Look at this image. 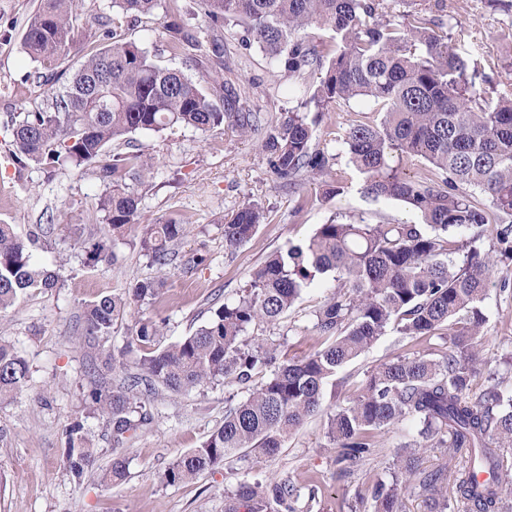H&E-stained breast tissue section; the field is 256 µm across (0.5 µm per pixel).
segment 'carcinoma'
Returning <instances> with one entry per match:
<instances>
[{
	"instance_id": "carcinoma-1",
	"label": "carcinoma",
	"mask_w": 512,
	"mask_h": 512,
	"mask_svg": "<svg viewBox=\"0 0 512 512\" xmlns=\"http://www.w3.org/2000/svg\"><path fill=\"white\" fill-rule=\"evenodd\" d=\"M84 0H40L26 21L21 45L28 57L51 72L41 88L43 105L13 129L14 164L76 168L97 165L112 185L99 203L112 240L138 216L139 197L130 184H143L151 159L141 151L120 152L139 130L174 126L210 132L225 125L246 133L266 126L264 150L273 174L288 186L321 174L329 155L312 144L308 115L288 112L269 120L240 111V96L224 81V29H240L238 44H257L280 63L288 79L308 84L306 102L320 119L353 99L378 106L379 122L352 124L342 143L356 170L366 176L364 192L403 202L419 224H369L364 219H330L306 242L276 251L249 275L238 298L211 311L195 333L161 346L165 320H137L118 350L106 345L114 323L131 305L157 297L161 279L136 282L123 293L88 303L80 317L81 337L99 348L85 369L91 389L85 403L105 418L120 445L135 439L153 420L146 410L161 391L185 394L224 380L242 397H225L224 422L200 446L171 463L168 484L185 483L230 462H247L279 452L288 436L322 405L327 380L368 350L391 326L403 336L431 340L448 331V350L425 351L381 364L358 395L336 407L328 438L339 449L341 469L377 447L380 433L411 420L419 441L397 453L392 484L373 487V512H400L403 488L414 485L427 512H512V476L497 448L512 447V397L494 384L471 393L484 359L478 340L485 323L481 303L492 282L493 264L484 241H495L512 257V94L490 80L475 87L478 63L448 47L441 15L409 11L405 21H382L383 0H199L202 19L183 22L178 0H112V17L87 18L90 41L77 66L68 60ZM163 11L159 36L174 57L197 70L160 67L149 51L127 39L135 23ZM316 27L332 41L311 36ZM207 49L189 56L188 49ZM420 157L427 168L408 176L389 164L392 154ZM267 220L262 203L248 199L224 222V247L248 242ZM184 224L169 219L145 228L139 246L153 263L171 261V244ZM334 275L332 295L316 311L314 327L328 340L322 349L289 359L281 345L242 343L248 329L278 321L320 274ZM57 285L56 275L34 258L31 245L10 224H0V311L20 297ZM122 371L105 386L100 366ZM270 371L254 382L258 370ZM27 360L0 343V404L8 403L29 378ZM66 473L79 479L95 462L90 429L74 417L62 431ZM446 448L464 462L428 470L422 454ZM487 478L481 480L479 475ZM127 475L125 459L112 458L105 480ZM301 488L286 479L242 482L224 500V512H295Z\"/></svg>"
}]
</instances>
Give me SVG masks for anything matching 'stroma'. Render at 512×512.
<instances>
[{"mask_svg": "<svg viewBox=\"0 0 512 512\" xmlns=\"http://www.w3.org/2000/svg\"><path fill=\"white\" fill-rule=\"evenodd\" d=\"M38 3L0 0V35H11L7 42L0 38V224L13 225L22 239H34L35 258L57 273L58 286L24 297L0 313V340L18 347L30 366L26 386L14 401L0 405V512H224L225 496L240 482L272 477L301 487L314 482L315 500L300 497L298 512H371L373 484L390 482L395 454L414 439L416 425L403 421L391 426L374 453L344 477L326 434L327 416L343 397L357 394L378 365L443 347V340L428 342L388 330L328 380L321 414L292 434L278 454L255 459L250 470L228 463L189 483L163 480L171 462L223 423L228 390L217 381L184 395H161L150 405V426L121 449L128 467L125 483L112 486L102 480L112 462L113 441L99 417L86 420L95 434L94 465L79 480L65 474L62 429L83 410L89 389L84 371L96 355L76 333L85 303L121 293L146 278H165L162 294L138 311L165 319L161 341L168 344L195 332L212 308L236 299L250 272L268 255L307 241L334 214L370 224L411 221L415 215L402 202L374 200L362 192L364 178L340 142L351 124L372 117L373 103L358 99L314 125L313 142L331 161L321 175L292 189L283 187L269 169L264 131L204 133L177 127L135 133L136 147L154 163L138 188V221L112 253L91 261L89 243L104 232L98 201L110 190L98 169L33 165L19 173L12 161L14 126L42 103L32 81L40 67L21 48L25 23ZM447 4L449 49L480 63L494 82L512 84V12L490 0ZM231 80L254 109L296 112L306 97L304 88L289 82L282 67L256 47L239 52ZM301 196L310 204L298 213L294 206ZM248 197L264 204L268 219L246 245L227 250L224 221ZM170 218L183 221L186 232L174 246L176 259L160 268L141 251L139 238L144 226ZM504 279L512 282L510 260L495 267L482 303L485 368L473 383L477 392L493 380L502 391L512 392V285L501 288ZM334 286L332 276H316L276 324L252 327L245 343L281 342L291 357L323 348L326 339L314 327L315 312Z\"/></svg>", "mask_w": 512, "mask_h": 512, "instance_id": "35a3bbf8", "label": "stroma"}]
</instances>
